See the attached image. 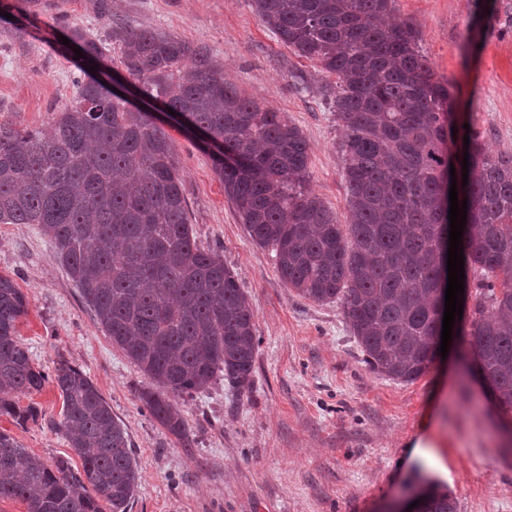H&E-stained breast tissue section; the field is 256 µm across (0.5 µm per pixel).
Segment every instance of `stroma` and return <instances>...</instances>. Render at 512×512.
<instances>
[{
    "instance_id": "1",
    "label": "stroma",
    "mask_w": 512,
    "mask_h": 512,
    "mask_svg": "<svg viewBox=\"0 0 512 512\" xmlns=\"http://www.w3.org/2000/svg\"><path fill=\"white\" fill-rule=\"evenodd\" d=\"M393 15L418 32V50L455 94V112L493 154L512 152V0H494L487 32L478 0H394ZM112 18L208 46L224 77L285 113L309 145L312 191L346 219L341 124L301 81L325 74L280 42L249 0H112ZM24 17L0 23V122L48 129L76 95L75 54L44 27L18 36ZM181 189L200 247L219 251L255 310L259 343L252 386L218 378L180 398L192 430L182 442L137 398L145 376L97 324L51 242L33 224H0V274L28 301L17 331L35 363L80 367L126 429L139 487L129 512H377L433 480L457 512H512V441L475 383L474 351L454 333L446 358L415 381L370 370L339 303L300 297L280 278L267 248L250 238L210 155L171 131ZM37 419L0 415V431L53 461L71 456L47 419L58 417V389L19 399ZM433 447L414 453L420 433Z\"/></svg>"
}]
</instances>
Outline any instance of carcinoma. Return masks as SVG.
<instances>
[{
	"label": "carcinoma",
	"instance_id": "cac0c4a2",
	"mask_svg": "<svg viewBox=\"0 0 512 512\" xmlns=\"http://www.w3.org/2000/svg\"><path fill=\"white\" fill-rule=\"evenodd\" d=\"M393 0H251L258 19L295 54L316 61L336 85L343 128L347 223L309 188V146L282 112L224 79L213 51L153 28L110 24L112 0H94L108 21L97 36L71 26L53 0H23L48 14L84 66L74 99L52 130L0 122V223L34 224L112 343L152 381L138 399L179 439L190 427L173 398L218 377L251 388L259 338L255 313L222 255L198 246L181 190L175 145L150 113L113 96L89 72L112 46L138 90L184 116L221 148L212 157L242 223L271 250L281 279L314 302L341 304L370 369L412 382L434 361L438 290L447 268L449 197L468 200L464 264L479 272L470 324L476 365L500 413L512 414V153L468 143V184L452 151L456 126L448 85L416 49L407 21L386 25ZM28 302L0 275V415L37 419L16 398L55 384L63 433L81 459L48 464L0 431V501L27 512H128L138 464L124 427L87 374L67 361L48 373L17 337ZM424 512H456L453 498L423 480Z\"/></svg>",
	"mask_w": 512,
	"mask_h": 512
}]
</instances>
